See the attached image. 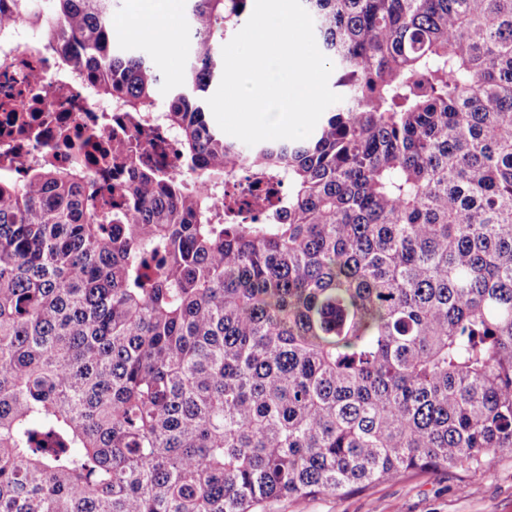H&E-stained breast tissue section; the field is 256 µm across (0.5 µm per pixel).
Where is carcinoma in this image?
I'll return each instance as SVG.
<instances>
[{
  "mask_svg": "<svg viewBox=\"0 0 512 512\" xmlns=\"http://www.w3.org/2000/svg\"><path fill=\"white\" fill-rule=\"evenodd\" d=\"M0 7L188 189L117 155L0 178V512H266L512 458V0H302L343 100L247 150L200 98L251 0H186L160 101L115 0ZM246 173L280 187L241 223Z\"/></svg>",
  "mask_w": 512,
  "mask_h": 512,
  "instance_id": "cac0c4a2",
  "label": "carcinoma"
}]
</instances>
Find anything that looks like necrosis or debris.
Instances as JSON below:
<instances>
[{
    "label": "necrosis or debris",
    "instance_id": "obj_1",
    "mask_svg": "<svg viewBox=\"0 0 512 512\" xmlns=\"http://www.w3.org/2000/svg\"><path fill=\"white\" fill-rule=\"evenodd\" d=\"M61 126L67 127L70 144L59 141ZM122 139L177 171L174 135H146L130 125L113 128L111 103L94 97L77 74L59 68L54 53L29 43L25 24L0 29V169L20 181L41 161L55 168L79 163L89 172L86 193L106 196L116 174L100 158Z\"/></svg>",
    "mask_w": 512,
    "mask_h": 512
}]
</instances>
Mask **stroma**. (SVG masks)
Wrapping results in <instances>:
<instances>
[{"label":"stroma","mask_w":512,"mask_h":512,"mask_svg":"<svg viewBox=\"0 0 512 512\" xmlns=\"http://www.w3.org/2000/svg\"><path fill=\"white\" fill-rule=\"evenodd\" d=\"M123 42L149 58L165 85L181 81L190 53L187 31H180L174 48L143 34ZM270 512H512V459L498 460L465 482L444 469L411 472L358 493L282 500Z\"/></svg>","instance_id":"35a3bbf8"}]
</instances>
